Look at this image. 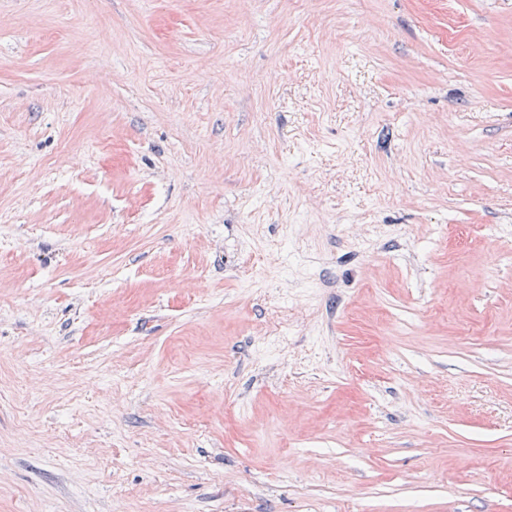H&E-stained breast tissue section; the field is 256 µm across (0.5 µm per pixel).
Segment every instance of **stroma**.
I'll return each mask as SVG.
<instances>
[{"instance_id":"stroma-1","label":"stroma","mask_w":512,"mask_h":512,"mask_svg":"<svg viewBox=\"0 0 512 512\" xmlns=\"http://www.w3.org/2000/svg\"><path fill=\"white\" fill-rule=\"evenodd\" d=\"M0 512H512V0H0Z\"/></svg>"}]
</instances>
